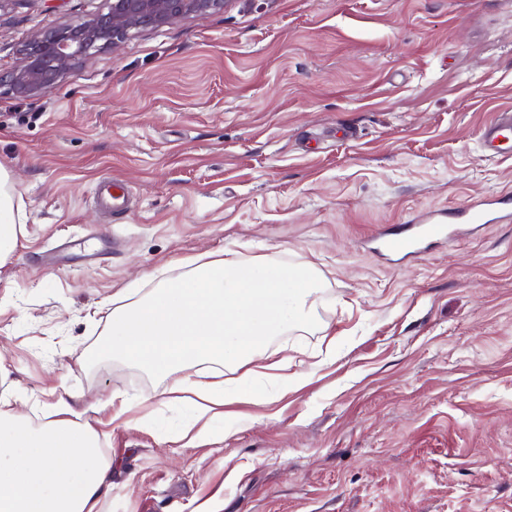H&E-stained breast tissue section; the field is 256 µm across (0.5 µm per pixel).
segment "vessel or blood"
Returning <instances> with one entry per match:
<instances>
[{
  "mask_svg": "<svg viewBox=\"0 0 512 512\" xmlns=\"http://www.w3.org/2000/svg\"><path fill=\"white\" fill-rule=\"evenodd\" d=\"M480 147L484 157L503 159L512 156V109L498 111L494 120L480 133ZM464 220L476 226L512 223V201L491 196L471 203L469 207L450 213L430 212L411 218L412 232L392 233L384 242L385 248L405 257L418 253L428 240H438L453 234L455 220Z\"/></svg>",
  "mask_w": 512,
  "mask_h": 512,
  "instance_id": "b4317fda",
  "label": "vessel or blood"
}]
</instances>
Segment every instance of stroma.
<instances>
[{
	"label": "stroma",
	"instance_id": "stroma-1",
	"mask_svg": "<svg viewBox=\"0 0 512 512\" xmlns=\"http://www.w3.org/2000/svg\"><path fill=\"white\" fill-rule=\"evenodd\" d=\"M105 0H0V69ZM512 108V0H228L132 33L37 99L0 87V166L26 205L0 267V397L152 412L113 426L97 512H512V224L390 261L380 227L512 198L478 133ZM126 188L113 208L99 186ZM236 253L312 264L313 327L279 336L307 385L173 436L166 379L99 357L143 273Z\"/></svg>",
	"mask_w": 512,
	"mask_h": 512
}]
</instances>
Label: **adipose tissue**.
Wrapping results in <instances>:
<instances>
[{"mask_svg": "<svg viewBox=\"0 0 512 512\" xmlns=\"http://www.w3.org/2000/svg\"><path fill=\"white\" fill-rule=\"evenodd\" d=\"M25 208L15 179L0 167V266L16 250ZM324 286L310 265L290 266L234 254L195 262L189 274L167 281L143 297L124 289L112 299V316L97 354L123 360L169 379L160 403H184L194 440L208 439L224 405L262 403L258 384L290 387L303 376L287 375L288 360L270 353L271 341L311 320L313 296ZM211 362L235 370L231 385L193 374ZM53 418L31 427L0 400V512H96L112 465L100 450L101 431L69 395H58Z\"/></svg>", "mask_w": 512, "mask_h": 512, "instance_id": "adipose-tissue-1", "label": "adipose tissue"}]
</instances>
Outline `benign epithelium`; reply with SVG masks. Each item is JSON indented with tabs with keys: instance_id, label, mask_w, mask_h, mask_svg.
<instances>
[{
	"instance_id": "obj_1",
	"label": "benign epithelium",
	"mask_w": 512,
	"mask_h": 512,
	"mask_svg": "<svg viewBox=\"0 0 512 512\" xmlns=\"http://www.w3.org/2000/svg\"><path fill=\"white\" fill-rule=\"evenodd\" d=\"M226 0H108V9L42 33L18 50L15 65L0 71V85L22 99L54 90L90 51L113 48L134 30L175 25L196 15L221 12Z\"/></svg>"
}]
</instances>
